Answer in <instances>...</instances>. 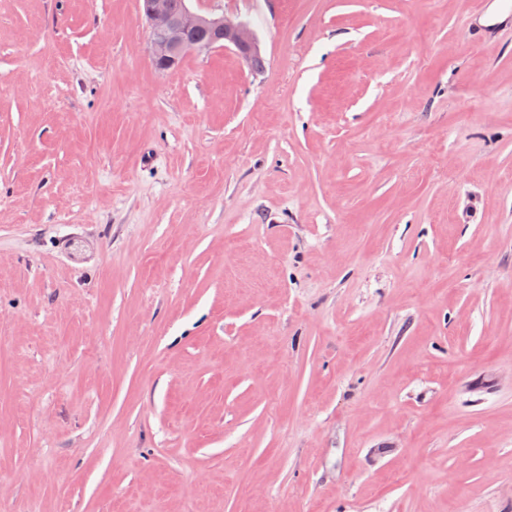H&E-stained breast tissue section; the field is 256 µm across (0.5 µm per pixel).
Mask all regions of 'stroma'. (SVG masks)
Masks as SVG:
<instances>
[{"instance_id": "obj_1", "label": "stroma", "mask_w": 512, "mask_h": 512, "mask_svg": "<svg viewBox=\"0 0 512 512\" xmlns=\"http://www.w3.org/2000/svg\"><path fill=\"white\" fill-rule=\"evenodd\" d=\"M193 6L0 0V512H512V24ZM191 2L184 0L180 10L174 11L169 0L145 1L143 16L150 28L151 57L158 69L167 70L177 64L191 48L211 49L217 45L226 46V43L233 45L247 64L251 60L252 70L264 68L263 57H254L260 53V48L253 29L247 23L223 14H202L191 6ZM195 29L206 30L213 37L209 39L208 34L197 32L189 38L199 41L189 44L184 35Z\"/></svg>"}]
</instances>
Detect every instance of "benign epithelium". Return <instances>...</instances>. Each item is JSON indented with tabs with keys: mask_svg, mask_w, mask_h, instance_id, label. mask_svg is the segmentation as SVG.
Segmentation results:
<instances>
[{
	"mask_svg": "<svg viewBox=\"0 0 512 512\" xmlns=\"http://www.w3.org/2000/svg\"><path fill=\"white\" fill-rule=\"evenodd\" d=\"M191 2L183 0L180 10L175 11L169 0H145L143 16L150 28L151 57L158 69L176 64L191 48L211 49L229 43L246 62L260 53L256 35L248 24L224 15L202 14ZM195 29L210 32L212 38L188 43L185 33Z\"/></svg>",
	"mask_w": 512,
	"mask_h": 512,
	"instance_id": "benign-epithelium-1",
	"label": "benign epithelium"
}]
</instances>
